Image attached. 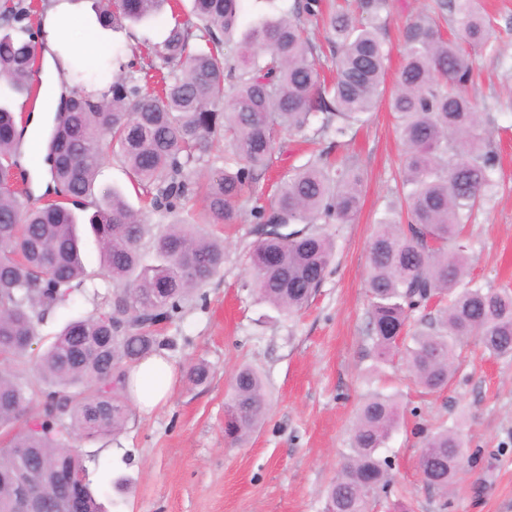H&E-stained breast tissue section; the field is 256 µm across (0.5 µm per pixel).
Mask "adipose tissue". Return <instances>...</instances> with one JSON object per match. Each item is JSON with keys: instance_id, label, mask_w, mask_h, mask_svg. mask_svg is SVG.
<instances>
[{"instance_id": "ef3b65f1", "label": "adipose tissue", "mask_w": 512, "mask_h": 512, "mask_svg": "<svg viewBox=\"0 0 512 512\" xmlns=\"http://www.w3.org/2000/svg\"><path fill=\"white\" fill-rule=\"evenodd\" d=\"M75 9L73 0H56L48 10L43 30L46 41L42 47L44 109L57 111L62 95L59 88V64L54 57L61 39L69 35V21ZM174 383V371L165 354L155 353L135 364L128 372L126 394L139 410L150 411L164 403Z\"/></svg>"}]
</instances>
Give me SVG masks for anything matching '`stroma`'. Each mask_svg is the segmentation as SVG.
Masks as SVG:
<instances>
[{"mask_svg": "<svg viewBox=\"0 0 512 512\" xmlns=\"http://www.w3.org/2000/svg\"><path fill=\"white\" fill-rule=\"evenodd\" d=\"M421 0H395L387 28L391 61L387 91L396 88L403 32ZM496 33L486 47L471 49L474 96L496 117L491 141L499 155L495 187L466 229L480 283L512 290V0H480ZM65 50L95 37L99 53L90 66L71 56L67 86L98 89L119 65L139 59L142 44L161 42L175 18L165 12L113 30L93 27L92 0H75ZM355 163L363 177L357 217L331 224L336 255L310 305L284 317L257 301L248 257L259 239L249 214L237 224L213 225L222 235L224 268L188 300L180 319L166 325V357L175 371L169 400L148 413L132 410L117 435L76 440L86 477L105 512H323L349 446L356 413L373 392L395 396L403 419L382 450L394 482L372 497L371 512H392L404 501L411 512H512V359L483 356L470 346L447 389L420 392L397 362L377 365L367 332L368 246L376 222L394 201L401 181L403 145L386 105L368 114L341 145L281 134L269 172L252 188L269 204L280 183L310 158L313 149ZM84 261L96 289L78 293L71 307L57 309L41 328L50 338L70 317L103 308L112 281L99 268L93 238L84 240ZM208 364L206 384L191 386L185 371ZM257 369L268 409L248 443L224 441V402L235 370ZM461 424L466 449L478 460L448 495L423 482L418 457L426 435Z\"/></svg>", "mask_w": 512, "mask_h": 512, "instance_id": "35a3bbf8", "label": "stroma"}]
</instances>
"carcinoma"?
<instances>
[{"label":"carcinoma","instance_id":"1","mask_svg":"<svg viewBox=\"0 0 512 512\" xmlns=\"http://www.w3.org/2000/svg\"><path fill=\"white\" fill-rule=\"evenodd\" d=\"M190 2L187 11L182 0H95L103 29L166 7L183 19L147 48V63L119 68L100 91H69L46 148L57 199L36 204L29 187H14L21 118L0 104V463L26 469L33 492L53 485L62 471H83L75 439L124 429L128 369L169 345L154 326L178 318L224 267V241L202 233L191 216L153 235L152 256L142 252L151 233L147 214L116 191L96 196L104 139L152 211L181 213L199 195L202 223L235 224L247 190L269 165L277 132H304L317 122L316 133L339 144L383 94L389 61L383 33L393 0H354L352 10L295 0L288 15L257 22L237 41L244 0ZM42 10L34 0H0V79L29 98L38 55L31 19ZM319 17L336 50L329 82L322 47L304 26ZM443 20L454 37L445 36ZM490 38L479 0H432L406 26L404 63L389 99L405 152L397 200L369 243L368 331L376 361L404 360L410 380L428 392L448 386L472 339L490 357L512 358V292L471 277L462 236L494 187L497 167L487 129L494 119L469 93L473 73L463 44ZM233 40L236 52L224 53ZM221 142L224 170L202 173ZM362 182L354 165L332 166L320 153L288 175L270 205L250 208L262 227L250 256L260 301L288 315L308 306L336 241L294 225L350 223L360 210ZM88 210L112 296L106 310L70 319L32 361L40 326L90 281L77 215ZM269 250L282 254L275 270L261 266ZM432 298L436 314L411 322ZM28 362L33 374L23 381L15 364ZM185 377L202 385L210 368L193 364ZM265 413L261 374L239 367L225 404L227 441L245 442ZM400 418L394 397L375 392L364 400L325 512H370L372 496L392 478L379 450ZM459 429L433 433L419 455L424 482L444 495L474 462L464 456ZM18 492L0 476V512Z\"/></svg>","mask_w":512,"mask_h":512}]
</instances>
